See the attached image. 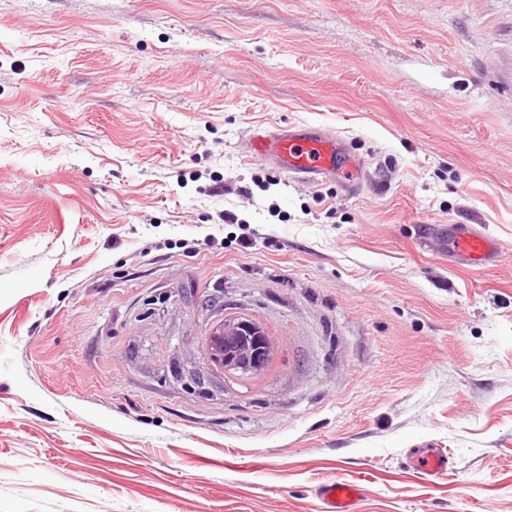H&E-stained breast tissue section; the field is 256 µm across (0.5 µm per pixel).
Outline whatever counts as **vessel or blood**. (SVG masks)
<instances>
[{
  "label": "vessel or blood",
  "instance_id": "b4317fda",
  "mask_svg": "<svg viewBox=\"0 0 512 512\" xmlns=\"http://www.w3.org/2000/svg\"><path fill=\"white\" fill-rule=\"evenodd\" d=\"M251 152L256 157L276 162L279 169L292 178L319 179L340 174L350 188L361 182L363 168L359 161L345 152L342 139L334 138L311 127H294L278 133L262 130L250 134ZM437 243L456 261L484 267L499 262L505 252L496 238L469 224H453L447 236ZM412 467L427 478H440L447 474V455L436 448H421L410 457ZM363 488L359 484L336 480L318 490L323 501V512H357V503Z\"/></svg>",
  "mask_w": 512,
  "mask_h": 512
}]
</instances>
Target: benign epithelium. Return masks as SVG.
Segmentation results:
<instances>
[{
  "instance_id": "7a95c632",
  "label": "benign epithelium",
  "mask_w": 512,
  "mask_h": 512,
  "mask_svg": "<svg viewBox=\"0 0 512 512\" xmlns=\"http://www.w3.org/2000/svg\"><path fill=\"white\" fill-rule=\"evenodd\" d=\"M207 350L211 362L224 372L257 376L266 371L274 346L254 320L238 317L209 330Z\"/></svg>"
}]
</instances>
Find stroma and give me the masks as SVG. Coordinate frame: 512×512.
I'll use <instances>...</instances> for the list:
<instances>
[{
	"label": "stroma",
	"mask_w": 512,
	"mask_h": 512,
	"mask_svg": "<svg viewBox=\"0 0 512 512\" xmlns=\"http://www.w3.org/2000/svg\"><path fill=\"white\" fill-rule=\"evenodd\" d=\"M291 125L359 188L252 156ZM448 224L507 251L454 265ZM236 316L263 375L205 357ZM336 479L512 512V0H0V512H322ZM207 350L211 362L224 373L240 372L257 376L264 373L274 346L266 332L252 319H225L208 334ZM412 467L426 479L440 478L447 474L449 460L437 448H420L410 456Z\"/></svg>",
	"instance_id": "1"
}]
</instances>
